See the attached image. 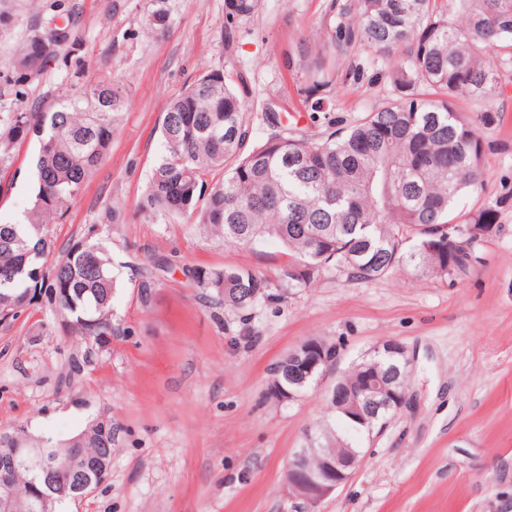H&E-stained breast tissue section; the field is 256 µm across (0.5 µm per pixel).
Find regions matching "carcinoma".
<instances>
[{
    "mask_svg": "<svg viewBox=\"0 0 512 512\" xmlns=\"http://www.w3.org/2000/svg\"><path fill=\"white\" fill-rule=\"evenodd\" d=\"M261 0H225L231 23L247 21ZM329 27L313 39L315 54L302 74L313 111L323 99L311 95L361 75L353 61L336 72V60L359 46L373 49L391 65L399 97L345 131L316 138L275 134L253 142L246 115V83L233 86L224 73L210 71L173 97L159 123L162 150L151 170L142 211L200 224L226 244L254 248L272 238L288 256L281 279L286 288L308 287L335 267L356 281L379 280L397 267L448 279V269L465 272L472 254L438 253L430 245L459 229L490 236L497 228L498 204L457 212L456 199L484 182L485 144L479 124L500 112L498 100L512 83V0H349L327 5ZM61 19L67 36H49ZM170 23L166 0H153L146 18L151 30ZM74 36L71 15L36 25L15 54L14 83L38 78ZM466 99L470 115L457 107ZM129 99L113 74H103L83 91L49 111L25 109L0 115V169L14 148L34 136V200L21 222L0 224V309L16 319L28 303L45 299L63 322L85 336L112 333V295L117 277L101 241L79 240L50 263L54 219L65 217L101 164L118 131ZM189 275L211 299L247 312L274 300L270 279L251 268H193ZM323 362L298 375L283 357L272 364V397L292 401L320 377L324 362L339 356L336 346L318 339ZM379 374L401 394L411 373L405 358L375 348L352 365L332 389L357 394L364 374ZM336 425L321 428L320 439L302 448L306 468L320 457L353 447L355 435L382 428L392 412L362 400L342 404L329 394ZM84 442L70 448L42 438L47 455L67 461L78 455L112 466V437L91 420ZM30 476L19 469V495L8 512H41L27 489Z\"/></svg>",
    "mask_w": 512,
    "mask_h": 512,
    "instance_id": "carcinoma-1",
    "label": "carcinoma"
}]
</instances>
